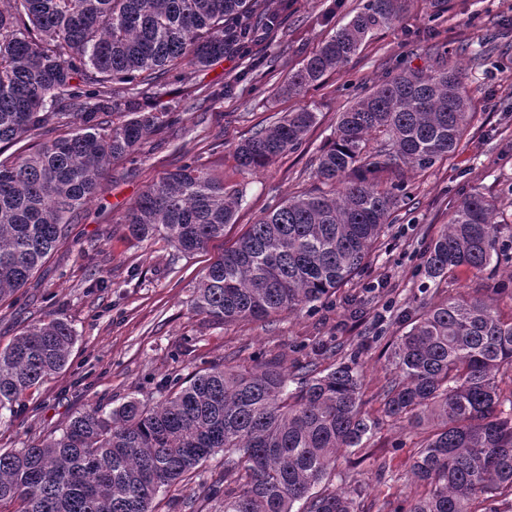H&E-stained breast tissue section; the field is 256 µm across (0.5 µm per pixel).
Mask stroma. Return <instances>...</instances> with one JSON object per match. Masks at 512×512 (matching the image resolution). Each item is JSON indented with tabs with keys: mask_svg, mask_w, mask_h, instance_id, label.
Segmentation results:
<instances>
[{
	"mask_svg": "<svg viewBox=\"0 0 512 512\" xmlns=\"http://www.w3.org/2000/svg\"><path fill=\"white\" fill-rule=\"evenodd\" d=\"M364 2L292 0L281 31L257 47L251 60L228 54L205 68L171 72L166 94L156 101L164 108L179 99L171 123L155 130L131 160L113 166L100 194L25 288L0 300V349L38 320L61 318L76 331L66 367L23 398L12 421L0 425L1 450L59 431L90 406L108 411L133 397L155 405L170 380L213 365L276 361L292 374L298 359L332 343L338 351L328 364L356 362L375 427L364 447L339 454L323 489L350 492L362 512H394L417 497L411 466L425 432L391 422L373 397L393 372L384 344L402 334L401 313L483 294L512 279V36H497L512 22V0H442L437 8L431 0H410L398 22L375 30L320 84L299 97L288 94L289 73ZM487 41L493 50L482 63L458 52L461 44ZM434 44L462 70L473 112L469 134L456 156L423 172H406L412 200L397 206L363 271L335 294L267 321L219 324L193 312L196 286L225 245L270 207L318 188L315 159L356 93L402 68L431 69ZM249 62L260 78L235 82ZM229 81L234 88L223 93ZM200 88L220 96L194 97ZM303 106L314 109L317 122L302 145L264 171H240L236 144ZM193 159L223 173L227 186L243 190L234 224L193 255L177 253L160 238L130 237L124 226L130 204L159 177ZM476 191L498 202L505 222L497 230L506 255L493 274L478 277L461 269L448 282L434 284L424 272L427 246L455 206ZM194 489L183 483L161 490L156 512H214Z\"/></svg>",
	"mask_w": 512,
	"mask_h": 512,
	"instance_id": "stroma-1",
	"label": "stroma"
}]
</instances>
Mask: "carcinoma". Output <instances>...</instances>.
Returning <instances> with one entry per match:
<instances>
[{
  "label": "carcinoma",
  "instance_id": "cac0c4a2",
  "mask_svg": "<svg viewBox=\"0 0 512 512\" xmlns=\"http://www.w3.org/2000/svg\"><path fill=\"white\" fill-rule=\"evenodd\" d=\"M408 0H366L288 81L301 95L357 53L374 30L398 21ZM289 0H13L0 11V299L25 287L101 190L107 168L137 152L167 113L144 101L162 94L185 62L205 68L241 57L278 27ZM125 120L114 124L111 114ZM473 115L460 73L443 64L402 69L340 114L315 178L330 187L264 212L210 264L193 309L217 323L267 320L318 302L364 267L398 203L400 183L458 151ZM317 113L302 107L238 143L243 172H257L302 145ZM75 130L35 146L49 125ZM243 194L197 161L149 186L124 220L138 240L156 236L184 255L205 250L234 223ZM494 200H462L428 247L426 275L494 270L502 248ZM76 341L51 318L23 328L0 351V421L62 370ZM321 348L292 379L278 365H213L150 406L130 399L91 407L49 435L0 453V512H156L165 487L198 478L215 512H357L346 493L315 490L342 450L372 434L362 379L348 363L320 368ZM397 370L377 392L394 422L428 427L412 479L423 487L400 512H503L512 494V318L486 295L450 298L409 321L392 344ZM224 452V471L201 467Z\"/></svg>",
  "mask_w": 512,
  "mask_h": 512
}]
</instances>
